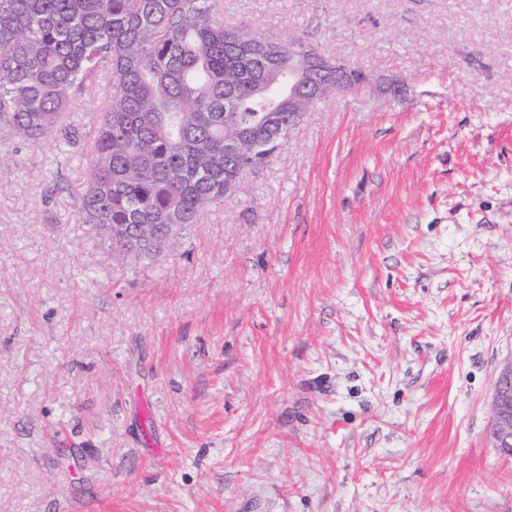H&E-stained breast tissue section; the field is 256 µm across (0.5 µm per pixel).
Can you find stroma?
<instances>
[{
    "mask_svg": "<svg viewBox=\"0 0 512 512\" xmlns=\"http://www.w3.org/2000/svg\"><path fill=\"white\" fill-rule=\"evenodd\" d=\"M404 82L154 262L76 203L112 74L0 168V512H512V0H223ZM496 447L512 456V359L499 371L491 401Z\"/></svg>",
    "mask_w": 512,
    "mask_h": 512,
    "instance_id": "35a3bbf8",
    "label": "stroma"
}]
</instances>
